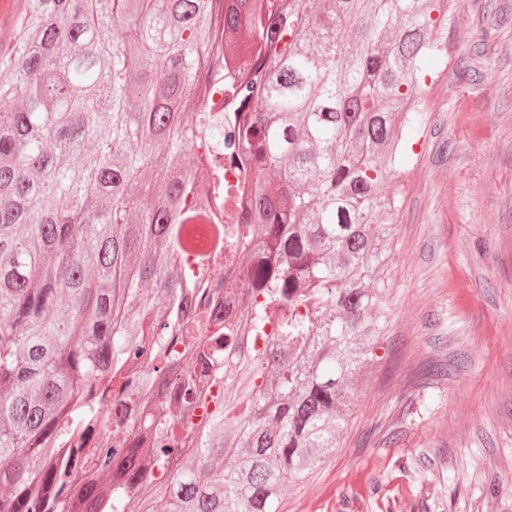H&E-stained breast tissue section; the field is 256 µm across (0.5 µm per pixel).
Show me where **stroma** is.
I'll return each mask as SVG.
<instances>
[{
    "label": "stroma",
    "instance_id": "stroma-1",
    "mask_svg": "<svg viewBox=\"0 0 512 512\" xmlns=\"http://www.w3.org/2000/svg\"><path fill=\"white\" fill-rule=\"evenodd\" d=\"M387 193L381 363L280 512H512V0H451ZM443 361L444 375H427Z\"/></svg>",
    "mask_w": 512,
    "mask_h": 512
}]
</instances>
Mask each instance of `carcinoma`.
<instances>
[{"label":"carcinoma","mask_w":512,"mask_h":512,"mask_svg":"<svg viewBox=\"0 0 512 512\" xmlns=\"http://www.w3.org/2000/svg\"><path fill=\"white\" fill-rule=\"evenodd\" d=\"M226 2L24 0L0 55V512H280L382 361L383 192L449 0H269L258 27ZM227 51L265 55L235 130L244 224L186 160L224 139ZM202 218L223 233L199 264L241 291L209 336L227 298L181 271Z\"/></svg>","instance_id":"1"}]
</instances>
